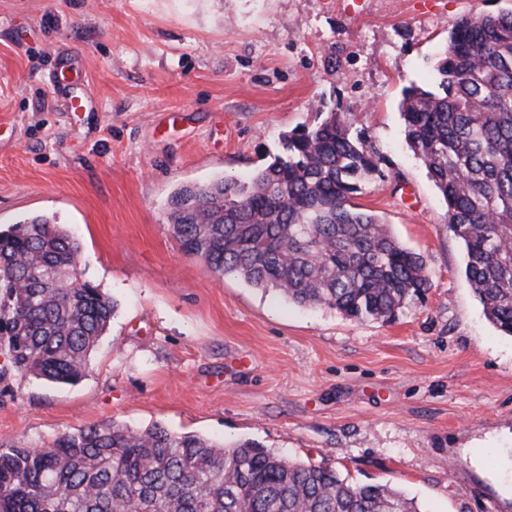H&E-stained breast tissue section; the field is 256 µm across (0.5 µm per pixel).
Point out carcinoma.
I'll return each instance as SVG.
<instances>
[{"label":"carcinoma","instance_id":"1","mask_svg":"<svg viewBox=\"0 0 512 512\" xmlns=\"http://www.w3.org/2000/svg\"><path fill=\"white\" fill-rule=\"evenodd\" d=\"M437 89L404 90L409 149L448 206L464 271L486 319L512 336V11L458 20ZM282 135L249 180L183 186L171 235L219 276L356 322L394 320L430 288L425 256L354 199L382 176L377 152L336 109ZM81 245L45 215L0 234V352L38 379L73 385L117 311L81 280ZM0 512H419L387 484L154 426L80 428L35 449L0 444Z\"/></svg>","mask_w":512,"mask_h":512}]
</instances>
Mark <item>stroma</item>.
I'll use <instances>...</instances> for the list:
<instances>
[{"instance_id": "35a3bbf8", "label": "stroma", "mask_w": 512, "mask_h": 512, "mask_svg": "<svg viewBox=\"0 0 512 512\" xmlns=\"http://www.w3.org/2000/svg\"><path fill=\"white\" fill-rule=\"evenodd\" d=\"M512 0H0V230L44 214L118 311L84 377L0 367V443L159 424L248 439L382 483L420 512H512V338L462 272L448 208L405 143V86L436 89L461 17ZM339 104L381 157L356 202L422 253L390 323L221 278L181 250L180 186L250 178Z\"/></svg>"}]
</instances>
